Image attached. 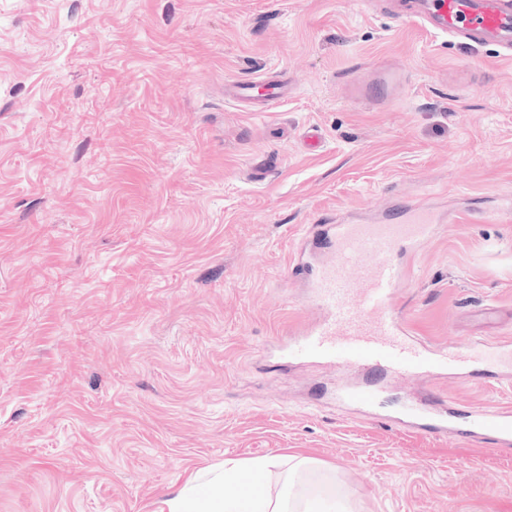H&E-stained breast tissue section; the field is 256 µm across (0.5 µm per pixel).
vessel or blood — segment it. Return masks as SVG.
<instances>
[{
  "label": "vessel or blood",
  "instance_id": "vessel-or-blood-1",
  "mask_svg": "<svg viewBox=\"0 0 512 512\" xmlns=\"http://www.w3.org/2000/svg\"><path fill=\"white\" fill-rule=\"evenodd\" d=\"M405 18L428 23L439 33L474 43H494L512 54V0H431L427 11L406 9ZM233 97L242 102L280 103L288 85L278 80L234 82ZM435 215L414 209L375 224H330L320 233L326 249L299 253L297 264L311 273V296L323 311L304 336L280 346L283 358H308L340 368L371 367L394 374L458 371L466 361L458 350L435 353L407 336L392 301L404 277L400 257L418 252L437 233ZM379 398L373 384L340 389L338 404L371 406ZM470 438L512 439V410L483 409Z\"/></svg>",
  "mask_w": 512,
  "mask_h": 512
}]
</instances>
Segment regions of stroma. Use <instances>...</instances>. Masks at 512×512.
Wrapping results in <instances>:
<instances>
[{
	"instance_id": "1",
	"label": "stroma",
	"mask_w": 512,
	"mask_h": 512,
	"mask_svg": "<svg viewBox=\"0 0 512 512\" xmlns=\"http://www.w3.org/2000/svg\"><path fill=\"white\" fill-rule=\"evenodd\" d=\"M399 0H0V512H153L195 471L320 461L355 512H512V445L401 422L512 408V57ZM288 81L274 109L226 84ZM446 219L394 303L471 375L336 405L263 345L321 317L311 229Z\"/></svg>"
}]
</instances>
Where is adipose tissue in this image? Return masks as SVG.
Here are the masks:
<instances>
[{"label": "adipose tissue", "mask_w": 512, "mask_h": 512, "mask_svg": "<svg viewBox=\"0 0 512 512\" xmlns=\"http://www.w3.org/2000/svg\"><path fill=\"white\" fill-rule=\"evenodd\" d=\"M317 467L316 460L300 455L264 456L245 467L228 461L210 479L192 474L178 491L160 501L155 512H351L348 502H335L317 488L297 489V478ZM276 471L286 474L279 493L264 487L250 490L244 483L245 478L258 480Z\"/></svg>", "instance_id": "ef3b65f1"}]
</instances>
